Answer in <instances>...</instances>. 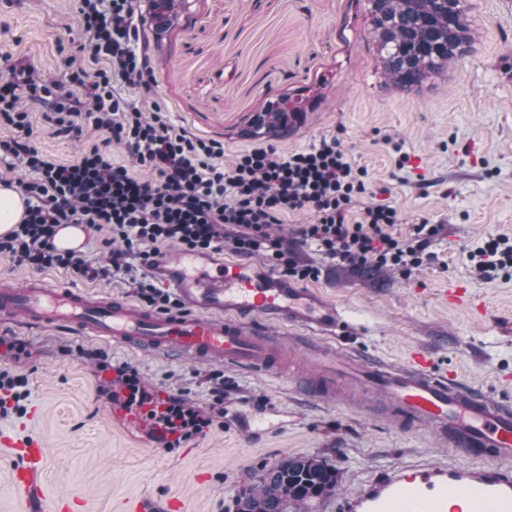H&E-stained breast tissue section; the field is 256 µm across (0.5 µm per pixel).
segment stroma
I'll return each instance as SVG.
<instances>
[{"label": "stroma", "instance_id": "stroma-1", "mask_svg": "<svg viewBox=\"0 0 512 512\" xmlns=\"http://www.w3.org/2000/svg\"><path fill=\"white\" fill-rule=\"evenodd\" d=\"M79 0H0V76L10 65H33L46 80L62 77L79 56ZM478 39L447 72L416 91L385 87L367 38L366 0H183L172 24H146L153 76L150 90H131L143 107L159 104L175 126L222 141L224 163L257 147L280 154L312 147L335 135L352 161L367 171L364 203L389 202L402 213L400 233L427 221L437 232L430 263L409 275L383 269L371 280L360 270L311 250L316 288L354 310L365 332L351 342L390 361L415 347L435 365L456 370L473 388L512 394V271L478 272L470 254L492 237L512 238V0H468ZM308 98L294 130L282 138L249 135L264 101ZM37 146L57 163L72 165L103 135L84 127L81 137L56 136L41 105L26 101ZM405 167H398V153ZM61 285L103 296L138 300L130 275L90 281L50 269ZM465 283L482 314L446 305L442 288ZM25 342L14 368L27 375L31 396L24 416L0 415V433L39 437L47 464V495L70 493L84 512H124L143 500L146 512H236L238 491L288 455H312L335 467L339 485L312 512H334L337 498L377 471L428 460L479 463L434 435L398 431L365 410L304 397L280 380L225 370L224 425L174 451L152 448L145 432L117 422L97 394L94 366L80 354L88 337L21 324L0 336ZM113 362L135 366L144 382L208 409L215 366L187 357H152L105 345ZM274 402L284 427L243 439L233 429V400Z\"/></svg>", "mask_w": 512, "mask_h": 512}]
</instances>
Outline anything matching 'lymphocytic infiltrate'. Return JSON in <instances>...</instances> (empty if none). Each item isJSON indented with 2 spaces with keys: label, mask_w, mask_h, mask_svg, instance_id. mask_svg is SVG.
I'll return each instance as SVG.
<instances>
[{
  "label": "lymphocytic infiltrate",
  "mask_w": 512,
  "mask_h": 512,
  "mask_svg": "<svg viewBox=\"0 0 512 512\" xmlns=\"http://www.w3.org/2000/svg\"><path fill=\"white\" fill-rule=\"evenodd\" d=\"M80 42L86 62L70 61L55 81L41 79L31 66L11 67L0 80V126L11 137L0 139V157L14 160L26 178L17 185L26 197L27 215L9 237L0 239V256L17 264L72 271L89 280H105L130 268L138 258L141 299L159 310L178 301L154 284L149 271L160 245L199 253L232 247L236 254L272 261L279 272L298 281H314L318 267L300 262L298 248L315 247L326 258L352 268L367 265L403 274L427 264L437 229L412 225L407 235L394 233L399 210L388 203H364L365 169L354 166L337 136L313 148L285 156L272 147L254 148L224 166V144L175 127L167 110L144 113L125 91L148 85L153 68L141 47L144 20L140 0H80ZM82 94H75V87ZM39 102L57 133L78 136L84 125L123 143L155 180L133 177L113 161L106 142L87 148L78 163H56L29 139L32 115L22 98ZM306 210L313 220L300 225L294 238L275 237L272 225L287 214ZM62 224H86L107 230L122 249L108 264L94 266L74 252L54 245ZM26 353L23 342L0 336V411H27L30 396L25 375L13 369ZM102 381L98 394L111 405L147 407V420L168 426L184 443L219 425L224 413V377L213 374L214 411L205 413L181 397L159 398L138 370L112 363L108 354L86 350Z\"/></svg>",
  "instance_id": "f902f5d3"
}]
</instances>
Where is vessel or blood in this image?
<instances>
[{
  "instance_id": "b4317fda",
  "label": "vessel or blood",
  "mask_w": 512,
  "mask_h": 512,
  "mask_svg": "<svg viewBox=\"0 0 512 512\" xmlns=\"http://www.w3.org/2000/svg\"><path fill=\"white\" fill-rule=\"evenodd\" d=\"M157 271L177 292V310L156 311L31 276L0 285V323L21 314L31 325L75 330L143 354L183 355L284 381L290 378L286 358L301 346L316 372L301 381L300 394L331 402L353 391L378 395L387 420L401 431L425 430L464 452L492 451L476 465L429 462L374 474L337 502V512H512V401L466 386L422 350L404 363L371 359L347 341L362 330L349 309L262 262L177 250ZM272 323L280 335L268 334ZM20 448L13 486L21 512H78L77 498L44 495L39 439Z\"/></svg>"
}]
</instances>
